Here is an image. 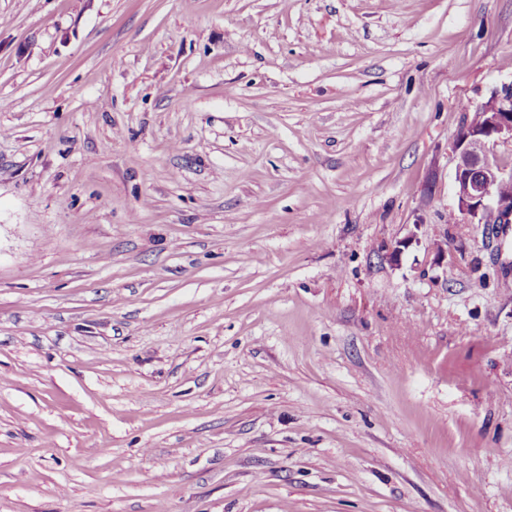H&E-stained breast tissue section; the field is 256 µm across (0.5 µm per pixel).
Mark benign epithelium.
<instances>
[{
    "label": "benign epithelium",
    "instance_id": "1",
    "mask_svg": "<svg viewBox=\"0 0 512 512\" xmlns=\"http://www.w3.org/2000/svg\"><path fill=\"white\" fill-rule=\"evenodd\" d=\"M466 114L450 144L456 198L453 215L468 224H512V196L500 192V185L512 178V171L496 157V147L512 146V80L492 88ZM413 241L412 235L378 255L396 265Z\"/></svg>",
    "mask_w": 512,
    "mask_h": 512
}]
</instances>
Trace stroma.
<instances>
[{
    "label": "stroma",
    "mask_w": 512,
    "mask_h": 512,
    "mask_svg": "<svg viewBox=\"0 0 512 512\" xmlns=\"http://www.w3.org/2000/svg\"><path fill=\"white\" fill-rule=\"evenodd\" d=\"M510 79L512 0H0V512H512ZM466 114L450 144L453 215L467 224H512V196L500 192L512 171L498 162L495 151L500 145L512 148V79L492 88ZM455 218L448 216L449 223L454 224Z\"/></svg>",
    "instance_id": "stroma-1"
}]
</instances>
